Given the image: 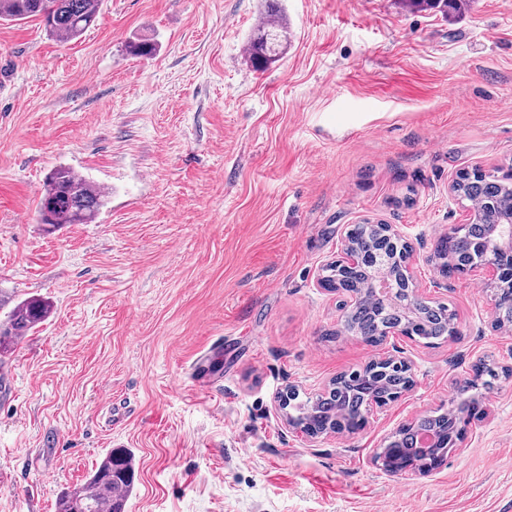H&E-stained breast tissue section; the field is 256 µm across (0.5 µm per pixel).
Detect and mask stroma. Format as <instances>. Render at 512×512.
Instances as JSON below:
<instances>
[{
	"label": "stroma",
	"mask_w": 512,
	"mask_h": 512,
	"mask_svg": "<svg viewBox=\"0 0 512 512\" xmlns=\"http://www.w3.org/2000/svg\"><path fill=\"white\" fill-rule=\"evenodd\" d=\"M278 6L291 45L265 70L245 51L265 0H104L69 42L0 21V294L52 305L5 361L0 512H54L113 448L137 464L127 512H512V334L472 275L424 261L472 220L456 175L512 169V0L448 19L404 0ZM135 38L156 54L130 55ZM61 166L108 198L48 232L37 205ZM366 221L411 244L419 296L458 336L341 333L318 280ZM389 356L414 385L364 429H289L283 392ZM482 362L499 377L463 450L426 476L374 464Z\"/></svg>",
	"instance_id": "1"
}]
</instances>
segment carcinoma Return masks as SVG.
I'll return each mask as SVG.
<instances>
[{
    "label": "carcinoma",
    "instance_id": "cac0c4a2",
    "mask_svg": "<svg viewBox=\"0 0 512 512\" xmlns=\"http://www.w3.org/2000/svg\"><path fill=\"white\" fill-rule=\"evenodd\" d=\"M414 8L428 5L443 15L456 14L461 10V0H409ZM101 7V0H0V19L21 21L36 17L41 20L50 36L73 41L82 36L94 22ZM290 32L288 22L275 5L252 28L247 41V53L258 67L270 66L286 54ZM458 198L477 200L481 208L472 223L456 234L451 250L438 243L435 254L442 260L443 275L452 277L464 267H471L483 260V253L473 248V242L482 238L489 224H507L512 220V172L498 175H457ZM108 192L95 183L66 167L53 170L46 178L44 194L39 204L41 223L52 228L62 224H88L96 219L104 205ZM350 242L372 254L381 249L389 251L384 260L392 261L390 274L401 278L402 263L408 246L402 240L381 237L377 228L355 224L347 233ZM377 272L368 267L361 271L346 268L329 270V276L337 280L346 291L359 296L344 321V330L354 331L368 338L369 342L382 343L387 330L395 326L401 310L384 302L369 291ZM51 314L50 303L43 298H27L9 311L0 322V356L8 353L23 337L43 324ZM407 336L429 343L451 338L459 334L456 314L447 305L439 303L420 309L418 318L405 326ZM498 377L494 365L480 363L475 368V379L464 382L458 395L463 410L471 409L470 391L483 386L488 388ZM482 384H477V380ZM405 369L386 363L376 370L352 371L332 381L329 390L313 401L299 400V393L291 390V416L307 422L314 432H353L358 420L363 418L374 398L389 396L409 387ZM437 424L434 415H422L413 426L398 430L397 447L402 449L401 460L426 462L437 456L444 458V449L421 450L417 447L416 433L430 430ZM134 482L132 453L123 448L109 450L89 475L84 486L59 494L55 512H70L80 508L84 512H126Z\"/></svg>",
    "mask_w": 512,
    "mask_h": 512
}]
</instances>
